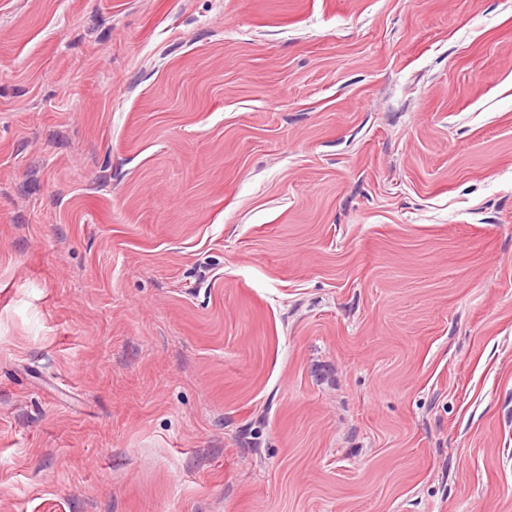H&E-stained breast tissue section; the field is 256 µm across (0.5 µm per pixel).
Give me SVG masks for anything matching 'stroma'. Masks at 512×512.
<instances>
[{"label":"stroma","mask_w":512,"mask_h":512,"mask_svg":"<svg viewBox=\"0 0 512 512\" xmlns=\"http://www.w3.org/2000/svg\"><path fill=\"white\" fill-rule=\"evenodd\" d=\"M0 512H512V0H0Z\"/></svg>","instance_id":"obj_1"}]
</instances>
